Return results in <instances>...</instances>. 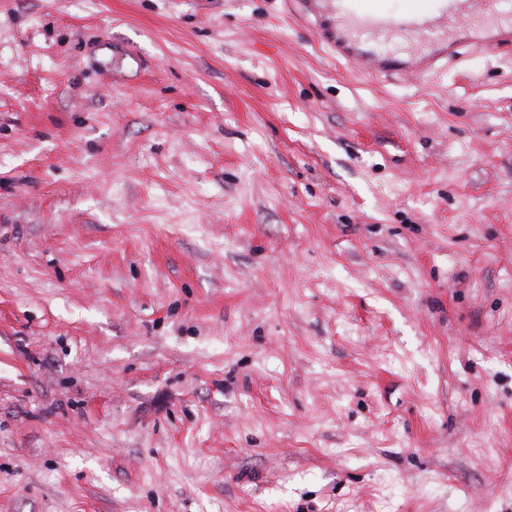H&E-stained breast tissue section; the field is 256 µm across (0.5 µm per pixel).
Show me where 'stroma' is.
<instances>
[{
    "label": "stroma",
    "mask_w": 512,
    "mask_h": 512,
    "mask_svg": "<svg viewBox=\"0 0 512 512\" xmlns=\"http://www.w3.org/2000/svg\"><path fill=\"white\" fill-rule=\"evenodd\" d=\"M313 25L0 0V512H512V49Z\"/></svg>",
    "instance_id": "35a3bbf8"
}]
</instances>
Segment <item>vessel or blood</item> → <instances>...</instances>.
Segmentation results:
<instances>
[{
    "label": "vessel or blood",
    "instance_id": "obj_1",
    "mask_svg": "<svg viewBox=\"0 0 512 512\" xmlns=\"http://www.w3.org/2000/svg\"><path fill=\"white\" fill-rule=\"evenodd\" d=\"M338 58L384 77L426 74L473 46L512 42V0H302Z\"/></svg>",
    "mask_w": 512,
    "mask_h": 512
}]
</instances>
